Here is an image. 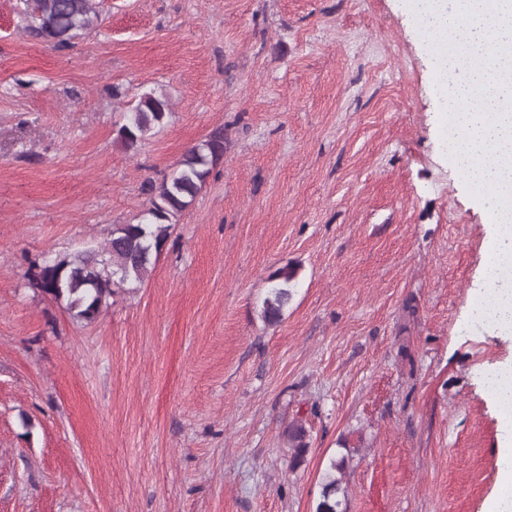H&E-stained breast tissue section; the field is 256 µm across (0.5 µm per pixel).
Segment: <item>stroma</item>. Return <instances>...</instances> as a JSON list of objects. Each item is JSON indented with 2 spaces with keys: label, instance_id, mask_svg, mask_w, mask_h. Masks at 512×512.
Returning a JSON list of instances; mask_svg holds the SVG:
<instances>
[{
  "label": "stroma",
  "instance_id": "1",
  "mask_svg": "<svg viewBox=\"0 0 512 512\" xmlns=\"http://www.w3.org/2000/svg\"><path fill=\"white\" fill-rule=\"evenodd\" d=\"M95 2L60 49L0 0V512H313L341 454L348 512H481L479 376L512 341L467 318L487 216L402 0ZM150 89L171 112L126 150ZM218 128L224 158L140 287L90 324L40 291L46 258L137 222ZM296 274V268L291 264L279 267L271 274L270 280L274 284L264 298L261 310L266 322L276 323L280 320L283 310L293 298ZM288 440L292 449L291 466L299 467L308 452L309 442L307 441V432L300 424H290L288 426Z\"/></svg>",
  "mask_w": 512,
  "mask_h": 512
}]
</instances>
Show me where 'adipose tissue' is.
<instances>
[{
  "label": "adipose tissue",
  "instance_id": "adipose-tissue-1",
  "mask_svg": "<svg viewBox=\"0 0 512 512\" xmlns=\"http://www.w3.org/2000/svg\"><path fill=\"white\" fill-rule=\"evenodd\" d=\"M481 388L500 418L496 487L481 512H512V359L486 370Z\"/></svg>",
  "mask_w": 512,
  "mask_h": 512
}]
</instances>
